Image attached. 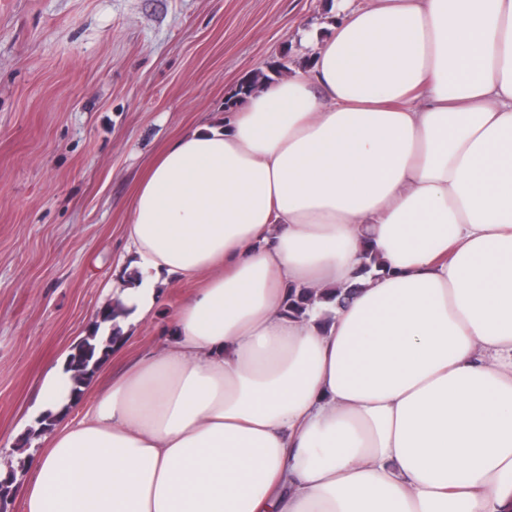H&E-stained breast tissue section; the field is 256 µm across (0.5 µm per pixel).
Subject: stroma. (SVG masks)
Returning a JSON list of instances; mask_svg holds the SVG:
<instances>
[{
	"mask_svg": "<svg viewBox=\"0 0 512 512\" xmlns=\"http://www.w3.org/2000/svg\"><path fill=\"white\" fill-rule=\"evenodd\" d=\"M336 0H0V452L48 365L109 299L135 187L178 134L223 117L243 79L284 59ZM190 283L168 285L124 343L156 350Z\"/></svg>",
	"mask_w": 512,
	"mask_h": 512,
	"instance_id": "stroma-1",
	"label": "stroma"
}]
</instances>
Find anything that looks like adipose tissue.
<instances>
[{
	"instance_id": "1",
	"label": "adipose tissue",
	"mask_w": 512,
	"mask_h": 512,
	"mask_svg": "<svg viewBox=\"0 0 512 512\" xmlns=\"http://www.w3.org/2000/svg\"><path fill=\"white\" fill-rule=\"evenodd\" d=\"M305 38L141 180L99 335L203 285L92 404L47 368L22 512H512V0H340Z\"/></svg>"
}]
</instances>
